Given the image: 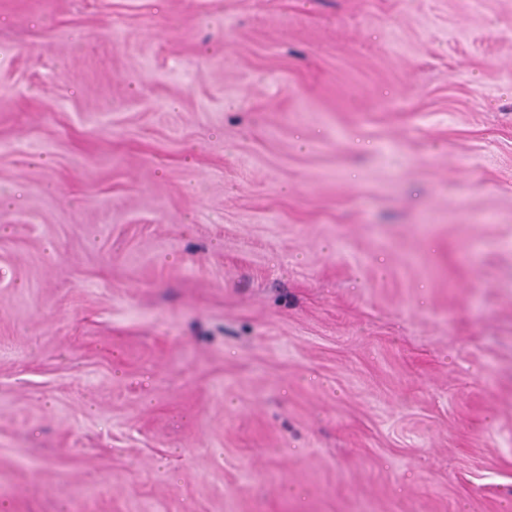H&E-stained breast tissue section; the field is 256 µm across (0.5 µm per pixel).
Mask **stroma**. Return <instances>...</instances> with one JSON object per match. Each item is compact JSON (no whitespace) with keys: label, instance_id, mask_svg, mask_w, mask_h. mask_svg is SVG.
Instances as JSON below:
<instances>
[{"label":"stroma","instance_id":"obj_1","mask_svg":"<svg viewBox=\"0 0 512 512\" xmlns=\"http://www.w3.org/2000/svg\"><path fill=\"white\" fill-rule=\"evenodd\" d=\"M0 512H512V0H0Z\"/></svg>","mask_w":512,"mask_h":512}]
</instances>
